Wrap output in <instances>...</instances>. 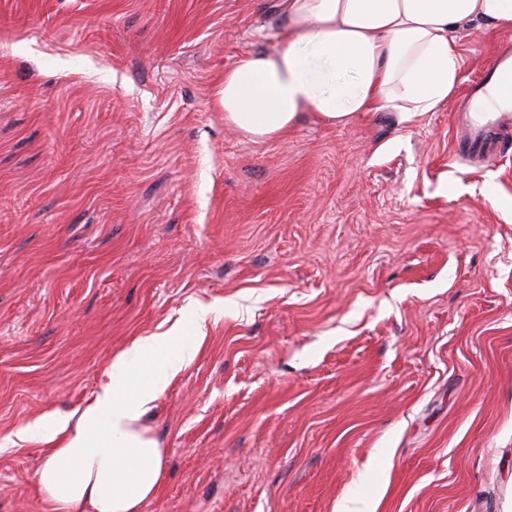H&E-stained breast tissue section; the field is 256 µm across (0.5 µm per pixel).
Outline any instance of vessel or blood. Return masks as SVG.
<instances>
[{
	"mask_svg": "<svg viewBox=\"0 0 512 512\" xmlns=\"http://www.w3.org/2000/svg\"><path fill=\"white\" fill-rule=\"evenodd\" d=\"M460 110L465 126L461 143L466 152L493 155L485 132L494 126H512V68L496 60L482 80L468 87Z\"/></svg>",
	"mask_w": 512,
	"mask_h": 512,
	"instance_id": "obj_1",
	"label": "vessel or blood"
}]
</instances>
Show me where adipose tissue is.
<instances>
[{
    "label": "adipose tissue",
    "mask_w": 512,
    "mask_h": 512,
    "mask_svg": "<svg viewBox=\"0 0 512 512\" xmlns=\"http://www.w3.org/2000/svg\"><path fill=\"white\" fill-rule=\"evenodd\" d=\"M275 51L224 72V119L255 141L305 117L345 126L394 108L399 122L435 110L457 87L458 34L512 28V0H277ZM198 337L139 336L113 357L92 401L15 437L40 444L35 487L48 512H141L161 490L164 450L143 418L194 358Z\"/></svg>",
    "instance_id": "adipose-tissue-1"
}]
</instances>
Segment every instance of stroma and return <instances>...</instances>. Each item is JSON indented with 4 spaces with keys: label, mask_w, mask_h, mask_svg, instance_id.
<instances>
[{
    "label": "stroma",
    "mask_w": 512,
    "mask_h": 512,
    "mask_svg": "<svg viewBox=\"0 0 512 512\" xmlns=\"http://www.w3.org/2000/svg\"><path fill=\"white\" fill-rule=\"evenodd\" d=\"M272 3L0 0V512L47 510L11 433L170 330L143 512H512V128L491 164L452 99L249 139L218 91ZM507 37L461 31L460 84Z\"/></svg>",
    "instance_id": "35a3bbf8"
}]
</instances>
